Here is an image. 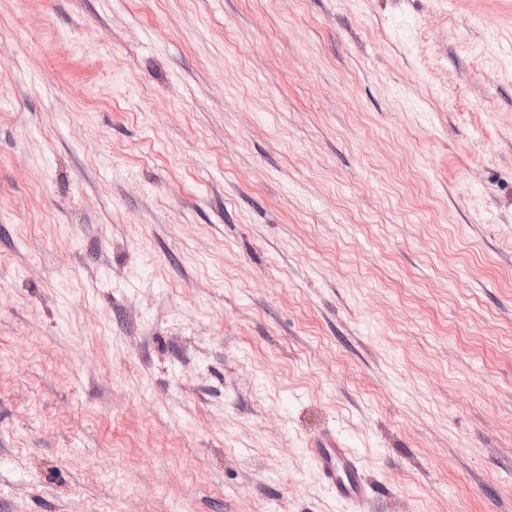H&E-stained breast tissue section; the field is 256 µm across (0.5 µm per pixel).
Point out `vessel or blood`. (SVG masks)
Masks as SVG:
<instances>
[{
	"instance_id": "vessel-or-blood-1",
	"label": "vessel or blood",
	"mask_w": 512,
	"mask_h": 512,
	"mask_svg": "<svg viewBox=\"0 0 512 512\" xmlns=\"http://www.w3.org/2000/svg\"><path fill=\"white\" fill-rule=\"evenodd\" d=\"M309 453L326 478L331 491L346 501H361L367 488L352 451L332 434L311 443Z\"/></svg>"
}]
</instances>
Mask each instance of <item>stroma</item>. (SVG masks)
<instances>
[{
  "instance_id": "35a3bbf8",
  "label": "stroma",
  "mask_w": 512,
  "mask_h": 512,
  "mask_svg": "<svg viewBox=\"0 0 512 512\" xmlns=\"http://www.w3.org/2000/svg\"><path fill=\"white\" fill-rule=\"evenodd\" d=\"M0 512H512V0H0ZM308 452L326 478L335 496L346 501H363L366 484L360 477L354 454L333 434H327L310 444Z\"/></svg>"
}]
</instances>
